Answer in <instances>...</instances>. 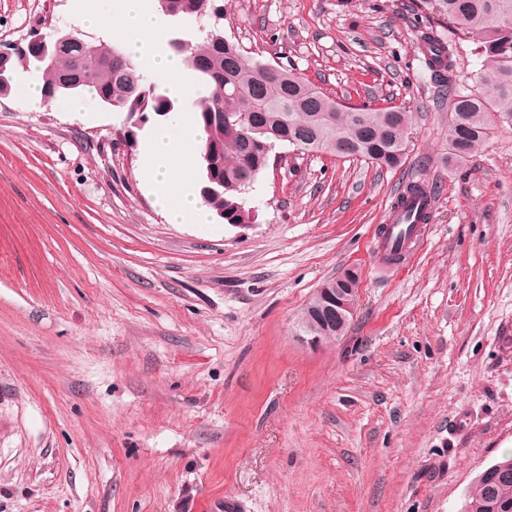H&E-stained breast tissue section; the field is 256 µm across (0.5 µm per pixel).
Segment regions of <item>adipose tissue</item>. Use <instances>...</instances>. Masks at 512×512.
Here are the masks:
<instances>
[{
  "instance_id": "adipose-tissue-1",
  "label": "adipose tissue",
  "mask_w": 512,
  "mask_h": 512,
  "mask_svg": "<svg viewBox=\"0 0 512 512\" xmlns=\"http://www.w3.org/2000/svg\"><path fill=\"white\" fill-rule=\"evenodd\" d=\"M108 18L119 31L129 34V51L147 58L157 82L170 96L194 95L195 89L185 77L180 58L157 54L161 25L154 13L141 7L140 0H88L83 13L86 25L97 26ZM203 143L204 133L188 112L169 113L165 123L145 143L147 186L171 223L207 221V208L197 192L193 167Z\"/></svg>"
}]
</instances>
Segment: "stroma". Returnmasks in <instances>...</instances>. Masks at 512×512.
I'll list each match as a JSON object with an SVG mask.
<instances>
[{"label": "stroma", "mask_w": 512, "mask_h": 512, "mask_svg": "<svg viewBox=\"0 0 512 512\" xmlns=\"http://www.w3.org/2000/svg\"><path fill=\"white\" fill-rule=\"evenodd\" d=\"M412 0H218L224 35L345 104L413 106L404 164L298 153L243 196L255 223L172 224L143 179L152 123L85 94L0 96V512H462L512 448V125L449 156L451 101ZM86 27L78 0H0V41ZM438 188L420 253L378 232ZM355 270L354 316L295 325ZM355 275L347 272L345 288H341L344 283L345 273L341 276L333 278L331 282L332 288H326L328 299L331 303L336 304L340 309V317L344 324H349L350 319L353 318L354 314V300L352 298L357 288L355 281V287L350 288L351 284H354ZM337 280V282H336ZM330 281H325L313 294L308 304L304 308L298 323L295 327V334L302 343H306L311 347H319L325 340L333 336H341L346 327L343 326L339 316L335 312L327 313L321 310V314H317L316 308L320 307L321 304V288L329 286ZM318 325L323 329L321 336H308V326Z\"/></svg>", "instance_id": "1"}]
</instances>
